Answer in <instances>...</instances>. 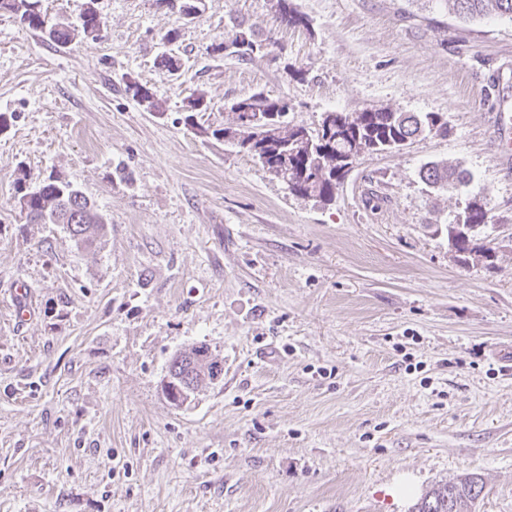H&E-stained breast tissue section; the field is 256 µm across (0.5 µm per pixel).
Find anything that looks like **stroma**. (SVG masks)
Masks as SVG:
<instances>
[{
	"label": "stroma",
	"mask_w": 512,
	"mask_h": 512,
	"mask_svg": "<svg viewBox=\"0 0 512 512\" xmlns=\"http://www.w3.org/2000/svg\"><path fill=\"white\" fill-rule=\"evenodd\" d=\"M292 3L309 28L281 26L272 0H202L194 18L43 0L50 22L89 4L104 22L63 46L0 15V512H410L472 472L476 512H512V168L496 126L512 21L464 22L442 0ZM240 31L264 51L224 55ZM258 90L310 129L390 107L439 113L448 134L360 155L331 201L300 197L212 135ZM430 162L469 189L426 186ZM51 176L107 216L98 247L27 223L20 188ZM476 198L491 255L461 261L446 227ZM200 343L224 373L173 406L169 362Z\"/></svg>",
	"instance_id": "1"
}]
</instances>
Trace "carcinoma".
<instances>
[{
  "label": "carcinoma",
  "mask_w": 512,
  "mask_h": 512,
  "mask_svg": "<svg viewBox=\"0 0 512 512\" xmlns=\"http://www.w3.org/2000/svg\"><path fill=\"white\" fill-rule=\"evenodd\" d=\"M160 4L177 11L183 17L198 10L196 0H157ZM453 13L462 20H471L495 13L512 21V0H445ZM278 18L288 27L306 28L309 20L297 10L290 0H276ZM5 13L30 30L43 33L50 41L65 45L79 35L88 36V30L102 24L93 3H88L79 16L76 26L52 24L42 10V0H0V14ZM231 54L243 58L261 51L264 44L253 35L240 31L230 40ZM243 101L259 111L289 113L290 104L283 98H273L259 91ZM332 126L321 125L310 130L292 124L283 118L284 127L274 143L260 147L267 137L265 123L258 120L248 126H227L219 133L224 140L239 150L250 154L267 172L279 170L281 155L293 149L298 142L297 134L303 132L308 139L301 148L288 158V190L304 197L321 201L333 198L342 179L343 159L355 148L368 151H399L419 136L448 134V122L436 113L398 112L389 108L369 112H334ZM421 178L432 186L467 190L471 180L460 170L433 163L421 170ZM26 198V217L30 224H61L77 242L89 248L96 235L103 230L105 219L97 207L77 187L59 178L49 177ZM463 224L482 227L486 224V204L469 203ZM457 225H448V244L458 254L488 253L489 249L473 243L471 235L456 232ZM224 372V364L213 357L205 345L195 346L190 352L175 356L167 372L169 382L163 391L173 396L171 403L179 405L197 389L200 382L214 380ZM484 482L476 473H468L453 481L439 483L430 488L414 504L412 512H472L475 502L483 494Z\"/></svg>",
  "instance_id": "1"
}]
</instances>
